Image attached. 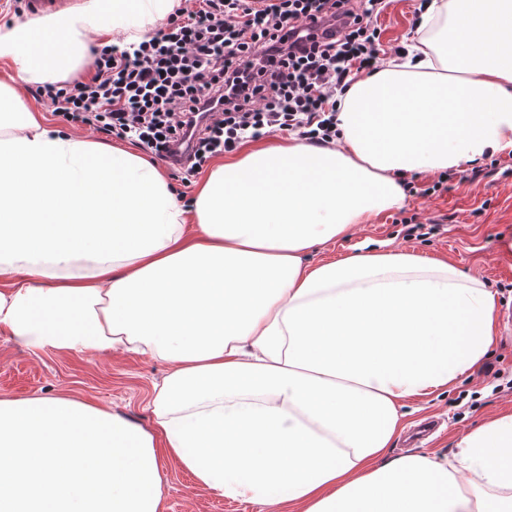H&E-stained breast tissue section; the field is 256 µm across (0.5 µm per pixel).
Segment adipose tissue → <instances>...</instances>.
I'll list each match as a JSON object with an SVG mask.
<instances>
[{
    "label": "adipose tissue",
    "instance_id": "1",
    "mask_svg": "<svg viewBox=\"0 0 512 512\" xmlns=\"http://www.w3.org/2000/svg\"><path fill=\"white\" fill-rule=\"evenodd\" d=\"M179 0H81L0 26V331L37 352L164 361L146 429L68 396L0 399L14 512H163L159 459L261 512H512V413L437 456H391L406 400L494 345L495 297L454 265L320 244L402 205L399 177L512 150V0H432L407 50L357 77L334 145L217 161L183 205L136 151L49 128L19 87L140 37Z\"/></svg>",
    "mask_w": 512,
    "mask_h": 512
}]
</instances>
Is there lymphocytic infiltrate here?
I'll return each instance as SVG.
<instances>
[{
	"mask_svg": "<svg viewBox=\"0 0 512 512\" xmlns=\"http://www.w3.org/2000/svg\"><path fill=\"white\" fill-rule=\"evenodd\" d=\"M384 0H195L142 39L91 49L90 73L36 85L64 121L129 140L191 183L249 139L335 140L336 112L384 52ZM319 21L321 35L309 34Z\"/></svg>",
	"mask_w": 512,
	"mask_h": 512,
	"instance_id": "1",
	"label": "lymphocytic infiltrate"
}]
</instances>
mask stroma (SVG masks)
<instances>
[{"label":"stroma","mask_w":512,"mask_h":512,"mask_svg":"<svg viewBox=\"0 0 512 512\" xmlns=\"http://www.w3.org/2000/svg\"><path fill=\"white\" fill-rule=\"evenodd\" d=\"M414 0H392L378 23L387 47L406 44ZM476 179H468L472 169ZM463 177L432 197L409 195L402 208L359 225L352 236L315 248L309 262L352 254L355 248L396 249L444 259L484 281L496 295L497 306L512 304V157L498 164L483 160L463 165ZM430 225V234L404 236L403 218ZM492 353L455 386L408 401L405 425L426 416L441 418L443 426L426 451L452 453L468 430L488 417L512 413V334L496 326ZM168 371L165 362L120 350L102 354L33 352L0 332V398L70 396L89 401L141 426H151L148 406L153 387ZM165 512H258L256 504L219 496L200 487L192 474L162 459Z\"/></svg>","instance_id":"stroma-1"}]
</instances>
